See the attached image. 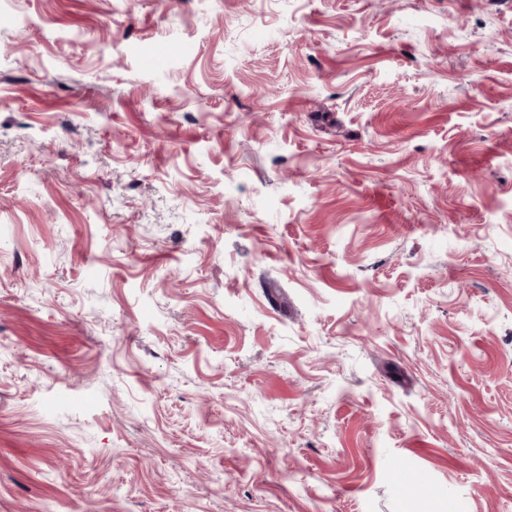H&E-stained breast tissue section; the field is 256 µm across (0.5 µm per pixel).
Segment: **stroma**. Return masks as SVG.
<instances>
[{
	"mask_svg": "<svg viewBox=\"0 0 512 512\" xmlns=\"http://www.w3.org/2000/svg\"><path fill=\"white\" fill-rule=\"evenodd\" d=\"M0 512H512V0H0Z\"/></svg>",
	"mask_w": 512,
	"mask_h": 512,
	"instance_id": "obj_1",
	"label": "stroma"
}]
</instances>
